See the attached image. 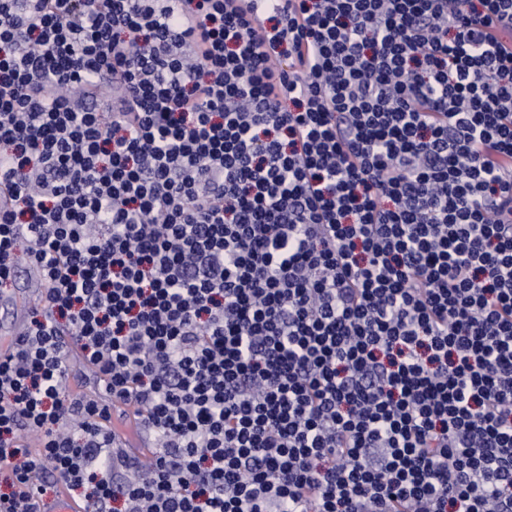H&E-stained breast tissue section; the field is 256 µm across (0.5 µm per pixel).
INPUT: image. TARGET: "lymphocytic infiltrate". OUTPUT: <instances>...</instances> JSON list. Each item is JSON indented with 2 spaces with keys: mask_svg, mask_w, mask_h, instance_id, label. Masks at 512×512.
Wrapping results in <instances>:
<instances>
[{
  "mask_svg": "<svg viewBox=\"0 0 512 512\" xmlns=\"http://www.w3.org/2000/svg\"><path fill=\"white\" fill-rule=\"evenodd\" d=\"M0 197V512H512V0H0ZM43 286L38 274L31 270L29 272L27 287L23 290L2 292L0 294V306L11 307L17 302L25 300L27 305H35L40 301Z\"/></svg>",
  "mask_w": 512,
  "mask_h": 512,
  "instance_id": "f902f5d3",
  "label": "lymphocytic infiltrate"
}]
</instances>
